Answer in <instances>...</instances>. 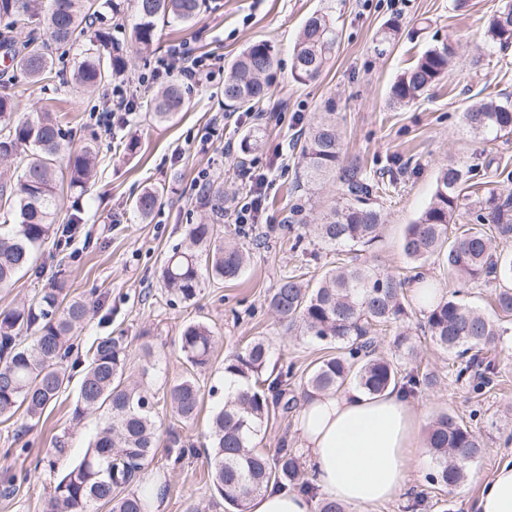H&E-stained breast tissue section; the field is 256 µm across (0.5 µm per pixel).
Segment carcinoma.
Masks as SVG:
<instances>
[{
    "mask_svg": "<svg viewBox=\"0 0 512 512\" xmlns=\"http://www.w3.org/2000/svg\"><path fill=\"white\" fill-rule=\"evenodd\" d=\"M126 0H0V47L19 74L36 84L53 73L54 60L47 42L30 28L33 12H44L48 37L67 45L93 31L81 49L74 73L75 84L85 92L123 75L127 69L125 43L110 32L94 29L102 11L115 17L125 14ZM207 0H136V22L131 40L145 52L152 51L157 22L170 18L192 25L206 11ZM485 39L492 45H512V0L487 20ZM339 30L326 14L309 16L294 48L292 78L300 84L315 81L327 67ZM274 46L267 40L250 44L228 65L224 76V111L250 109L264 100L271 87ZM452 63L448 47L427 49L414 65L398 76L390 88L394 106L414 103L445 78ZM185 107L180 86L171 82L147 100V112L157 122H168ZM465 125L478 137L512 134V98L486 96L463 113ZM65 138L54 113L37 112L21 117L13 100L0 97V162L18 161L19 174L0 171V212L13 224H0V288L31 267L34 255L54 232L60 182L58 161ZM98 148L84 146L68 155L67 187L83 192L95 181ZM342 143L333 112L304 133L300 158L306 183L321 184L336 172ZM475 166L462 168L453 162L442 168L426 208L406 226L401 241L405 258L423 264L441 257L448 275L459 281L483 280L494 284L491 311L484 312L455 299L436 295L423 310L431 341L455 357V378L468 382L480 396L498 374L495 359L488 356L500 342L499 322L512 317V253L496 251L492 237L512 240V192L489 189L478 198L477 226L451 238L449 225L464 199L466 182ZM159 190L148 188L132 208L145 219L155 209ZM370 186L357 172L343 176L341 201L314 227L315 236L329 247H368L379 237L383 211L370 202ZM188 243L175 246L164 259L160 278L176 298H196L205 280L222 282L239 277L248 253L238 244L215 234L212 224H191ZM405 281L376 265L354 258L326 270L313 288L295 275L282 278L268 298V305L283 321L298 326L311 338L330 345L333 353L320 360L304 378L306 395L356 388L382 394L399 387L409 394L436 383L430 372L412 366L416 347L409 334L397 330L395 355L377 353L374 335L407 317ZM64 282L42 291L35 303L0 312V418L22 413L24 419L40 420L47 407L69 384L65 361L72 355L70 339L84 326L90 303L66 299ZM32 333L24 345L22 333ZM214 348V335L202 322L183 325L179 349L189 365L188 374L169 385L166 402L175 416L194 421L201 410L200 387L194 372L206 368ZM271 352L268 338L255 337L240 352L224 360V404L207 423L205 448L214 489L234 512H249L251 501L269 488L293 487L315 496L300 457L282 444L269 457L257 449V438L270 415L281 408L293 412L296 400L286 398L288 379L295 376L290 363L273 378L263 377ZM76 419L99 416L90 449L54 487L47 512H149L150 501L130 486L140 480L153 461L159 438L154 396L128 373L124 337L102 336L92 344L80 384ZM434 467L425 475L430 485L458 487L468 467L481 453L474 431L448 413L437 416L427 437Z\"/></svg>",
    "mask_w": 512,
    "mask_h": 512,
    "instance_id": "obj_1",
    "label": "carcinoma"
}]
</instances>
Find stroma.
<instances>
[{
    "label": "stroma",
    "mask_w": 512,
    "mask_h": 512,
    "mask_svg": "<svg viewBox=\"0 0 512 512\" xmlns=\"http://www.w3.org/2000/svg\"><path fill=\"white\" fill-rule=\"evenodd\" d=\"M500 0H469L456 10L454 0H209L207 11L192 27L159 23L155 54H140L128 47V71L123 78L133 104L128 119L104 129L96 114L112 107V86L94 93L69 89L78 47L54 50L53 78L28 84L0 61V96L10 97L19 115L55 112L73 148L87 143L99 147L97 178L84 193L64 191L58 198L59 225L78 230L70 243L54 234L44 245L33 272L18 275L11 287L0 289V312L20 303L36 302L43 289L64 280L69 296L87 298L91 311L86 325L72 338L75 355H84L95 338L124 331L131 373L144 364L143 346L153 350V370L146 386L160 394L180 378L186 362L177 340L190 321L207 324L216 336L210 365L196 375L205 410L217 406L224 387V360L257 336L270 338V367L294 363L297 376L289 391L301 392L299 374L307 372L325 349L303 336L295 326L281 322L268 310L267 299L281 278L294 274L303 284L315 285L334 267L336 250L306 233L299 249H291L286 230L293 207H300L308 224L339 198L332 183L308 192L301 184L299 151L305 129L320 113H336L341 134L343 168H357L371 181L384 183L379 200L385 224L367 256L375 264L404 276L413 265L404 257L400 240L407 224L426 207L441 167L448 162L470 166L482 160L512 172V138L489 141L474 137L462 114L478 100L480 90L512 94V46L486 44L482 31ZM328 14L341 30L332 59L315 82L299 84L291 77L293 52L299 31L313 13ZM400 31L386 52L375 48V35L390 20ZM271 42L276 58L269 96L253 113L224 109L223 77L183 85L186 108L167 123H156L143 111L139 86L143 74L157 66L171 46L188 45L198 55L231 61L250 43ZM452 45L453 65L447 77L415 104L396 107L389 102L390 87L398 75L428 48ZM222 126H215L216 117ZM259 131L260 139L242 153L243 137ZM212 134L213 146L201 153L196 144ZM137 140L134 154L123 150ZM209 171L211 184L224 189V207L232 209L250 187L251 172L268 177L262 210L253 224H234L214 218L196 190L201 171ZM160 188L158 204L148 218L130 207L144 189ZM215 223L217 234L250 253L245 272L221 284L203 283L194 301L172 302L158 270L171 249L183 243L191 224ZM265 238L263 248L255 241ZM444 292L457 293L465 303L490 310L491 288L484 282L463 284L448 280L437 260L422 269ZM406 326L414 329L422 368L433 372L437 383L413 397L425 420L447 412L475 431L482 452L469 467L460 488L441 489L428 484L425 468L410 470L407 489L399 498L375 507H347L346 512H413L418 496H425L421 512H474L483 480L490 477L499 458L512 456V320L494 352L498 375L482 396L454 377V358L438 349L417 329L423 318L414 299H407ZM71 381L57 402L48 406L34 426L21 428L16 420L0 418V512H45L56 484L71 464L86 452L98 419L73 417L82 368L70 371ZM162 425L149 476L162 489L151 512H185L198 503L202 512H229L214 492L203 454L200 428L176 421L161 410ZM178 438L185 455L169 466L168 446ZM63 442L66 452L56 469L40 465L46 449Z\"/></svg>",
    "instance_id": "obj_1"
}]
</instances>
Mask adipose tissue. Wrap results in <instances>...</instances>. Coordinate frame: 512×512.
I'll return each instance as SVG.
<instances>
[{
  "mask_svg": "<svg viewBox=\"0 0 512 512\" xmlns=\"http://www.w3.org/2000/svg\"><path fill=\"white\" fill-rule=\"evenodd\" d=\"M424 416L404 392L372 396L350 389L306 400L299 412V445L326 498L374 506L398 498L421 458ZM251 512H314L312 500L292 489H268ZM477 512H512V458L486 480Z\"/></svg>",
  "mask_w": 512,
  "mask_h": 512,
  "instance_id": "obj_1",
  "label": "adipose tissue"
}]
</instances>
